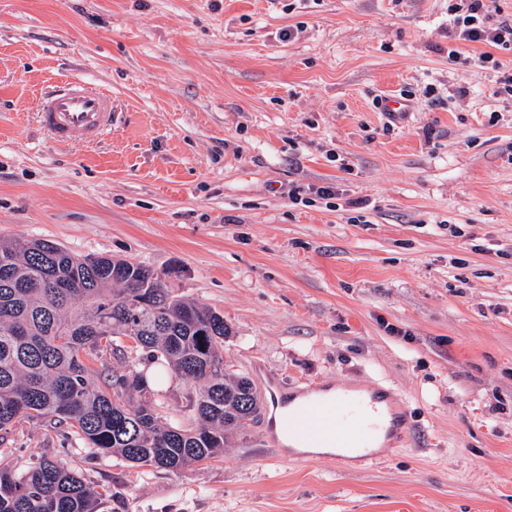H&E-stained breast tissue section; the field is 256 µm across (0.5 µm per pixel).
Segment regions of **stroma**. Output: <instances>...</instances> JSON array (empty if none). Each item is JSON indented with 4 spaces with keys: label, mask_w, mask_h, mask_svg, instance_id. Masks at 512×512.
<instances>
[{
    "label": "stroma",
    "mask_w": 512,
    "mask_h": 512,
    "mask_svg": "<svg viewBox=\"0 0 512 512\" xmlns=\"http://www.w3.org/2000/svg\"><path fill=\"white\" fill-rule=\"evenodd\" d=\"M451 46L448 0H0V238L147 265L223 314L235 372L412 424L353 466L259 419L174 473L26 422L10 464L66 460L99 512H512V100ZM71 77L112 95L101 142L36 121ZM193 389L155 393L172 425Z\"/></svg>",
    "instance_id": "obj_1"
}]
</instances>
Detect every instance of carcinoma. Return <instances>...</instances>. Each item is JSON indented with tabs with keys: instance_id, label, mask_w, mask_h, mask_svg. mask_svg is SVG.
<instances>
[{
	"instance_id": "obj_1",
	"label": "carcinoma",
	"mask_w": 512,
	"mask_h": 512,
	"mask_svg": "<svg viewBox=\"0 0 512 512\" xmlns=\"http://www.w3.org/2000/svg\"><path fill=\"white\" fill-rule=\"evenodd\" d=\"M228 336L224 315L174 294L144 264L42 239L0 244V456L14 426L37 420L99 454L172 472L224 455L262 411L250 379L224 362ZM159 361L196 384L191 429L164 423L151 399L138 366ZM100 498L62 460L0 463V512H98Z\"/></svg>"
}]
</instances>
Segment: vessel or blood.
Wrapping results in <instances>:
<instances>
[{"label": "vessel or blood", "instance_id": "vessel-or-blood-1", "mask_svg": "<svg viewBox=\"0 0 512 512\" xmlns=\"http://www.w3.org/2000/svg\"><path fill=\"white\" fill-rule=\"evenodd\" d=\"M35 110L37 120L54 142H99L112 130L114 106L111 95L70 79L40 95ZM266 406L279 410L283 431L314 446L366 451L384 426L405 430V403L364 399L348 393L332 401L309 400L297 410H289L287 392L267 388Z\"/></svg>", "mask_w": 512, "mask_h": 512}]
</instances>
